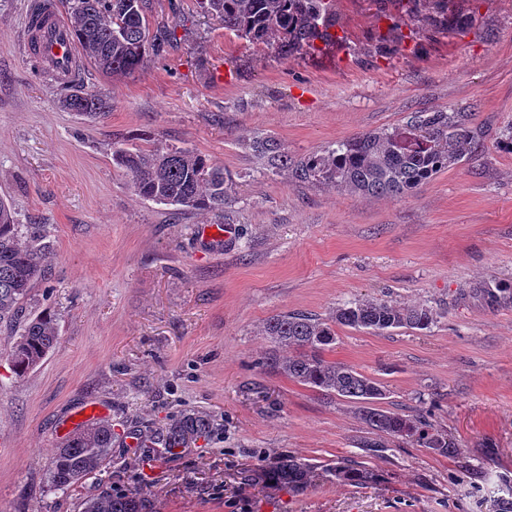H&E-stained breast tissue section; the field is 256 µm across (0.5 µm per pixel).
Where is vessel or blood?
<instances>
[{"instance_id":"obj_1","label":"vessel or blood","mask_w":512,"mask_h":512,"mask_svg":"<svg viewBox=\"0 0 512 512\" xmlns=\"http://www.w3.org/2000/svg\"><path fill=\"white\" fill-rule=\"evenodd\" d=\"M21 49L61 79L70 80L79 73L75 44L59 0H44L37 17H26Z\"/></svg>"}]
</instances>
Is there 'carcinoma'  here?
<instances>
[{
    "label": "carcinoma",
    "mask_w": 512,
    "mask_h": 512,
    "mask_svg": "<svg viewBox=\"0 0 512 512\" xmlns=\"http://www.w3.org/2000/svg\"><path fill=\"white\" fill-rule=\"evenodd\" d=\"M412 18L421 8L432 9L431 23L438 31L468 26L474 16L448 15V0H399ZM72 38L87 60L104 76L121 79L142 70L147 58L158 55L177 40L176 29L150 33V0H66ZM196 12L215 17L224 30L251 44L288 54L313 53L319 44L336 43V16L331 0H196ZM61 107L87 119H98L109 108L97 92L72 90ZM473 137L459 112H418L402 128L364 133L340 140L294 161L271 137H255L249 148L266 161L276 175L342 190L403 198L414 193L439 172L458 164L472 152ZM112 158L129 177L137 195L183 210L210 212L217 223L230 221L232 178L206 157L188 149L137 145L118 147ZM54 243L43 224H21L12 206L0 200V322L18 320L35 281L44 274ZM436 321L429 306L400 307L382 300H353L336 308L329 319L303 313L270 317L262 335L273 350L265 365L270 371L317 390L326 398L353 404L368 435L357 441L367 457L382 459L394 442H410L431 452L463 460L465 477L479 487L482 466L465 458L459 441L438 429L428 412L405 414L377 407L385 396L382 383L322 353L336 343V327L384 333L392 329L428 330ZM58 339L57 317L46 308L19 320L11 365L18 377L39 365ZM218 423L208 415L184 412L168 426L133 430L141 456L177 455L199 439L211 438ZM123 443L102 420L74 430L57 445L45 475L51 491H69L105 471L112 448ZM311 466L293 456L276 458L271 465L244 475V485L265 484L302 493L310 486ZM329 477L343 483L380 482L370 468L341 458L327 468ZM83 512H154L151 495L105 489L81 504Z\"/></svg>",
    "instance_id": "1"
}]
</instances>
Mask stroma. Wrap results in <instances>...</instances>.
Wrapping results in <instances>:
<instances>
[{
    "label": "stroma",
    "mask_w": 512,
    "mask_h": 512,
    "mask_svg": "<svg viewBox=\"0 0 512 512\" xmlns=\"http://www.w3.org/2000/svg\"><path fill=\"white\" fill-rule=\"evenodd\" d=\"M27 3L0 0V199L55 242L23 312L54 309L59 340L19 377L15 328L0 323V512H80L105 485L148 489L160 512H498L512 484V303L483 289L512 283V152L500 147L512 129V0H480L460 31L403 27L384 56L397 0H333L343 41L307 55L250 45L212 17L177 26L169 0H152L151 26L176 27L177 40L120 80L82 62L83 88L110 103L93 122L61 108V80L24 56ZM438 109L468 113L474 149L399 199L268 174L248 147L270 135L298 160ZM131 143L223 166L229 245L204 243L212 214L134 192L112 160ZM355 299L437 311L426 331L337 328L326 357L380 380L385 408L431 410L467 452L493 443L482 492L425 448L364 456L367 427L349 403L264 367L269 317L327 318ZM92 402L118 433L183 411L223 430L171 457L113 448L104 480L46 491L63 420ZM288 454L314 467L307 491L238 492L241 472ZM344 457L381 483L326 480Z\"/></svg>",
    "instance_id": "1"
}]
</instances>
